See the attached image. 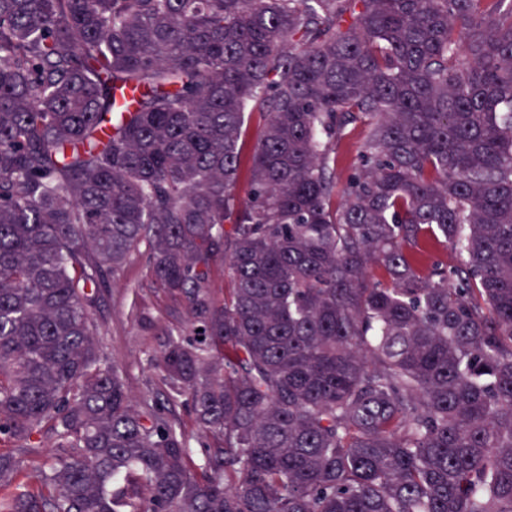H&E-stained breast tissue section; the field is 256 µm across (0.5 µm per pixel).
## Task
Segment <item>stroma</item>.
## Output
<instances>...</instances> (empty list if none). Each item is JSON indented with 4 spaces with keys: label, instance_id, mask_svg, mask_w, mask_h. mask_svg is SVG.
<instances>
[{
    "label": "stroma",
    "instance_id": "1",
    "mask_svg": "<svg viewBox=\"0 0 512 512\" xmlns=\"http://www.w3.org/2000/svg\"><path fill=\"white\" fill-rule=\"evenodd\" d=\"M98 338L109 360L125 367L127 387L135 400L165 392L151 358L164 336L187 335L182 303L153 282L146 248L128 258L97 314Z\"/></svg>",
    "mask_w": 512,
    "mask_h": 512
}]
</instances>
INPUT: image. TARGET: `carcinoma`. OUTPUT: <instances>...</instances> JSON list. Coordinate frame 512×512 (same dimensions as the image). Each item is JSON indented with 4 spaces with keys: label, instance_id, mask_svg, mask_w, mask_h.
<instances>
[{
    "label": "carcinoma",
    "instance_id": "carcinoma-1",
    "mask_svg": "<svg viewBox=\"0 0 512 512\" xmlns=\"http://www.w3.org/2000/svg\"><path fill=\"white\" fill-rule=\"evenodd\" d=\"M0 439V512H512V0H0ZM97 321V338L109 360L125 367L132 397L140 402L166 392L152 355L164 336H185L189 326L183 304L154 284L144 244L117 275ZM170 417L189 437L191 446L197 448L200 434L193 419V414L186 396L177 397L166 404ZM51 449L48 447L44 448H23L22 444L19 442L12 441H0V453L3 454H13L17 457H21L26 467L32 465H38L44 462L51 454Z\"/></svg>",
    "mask_w": 512,
    "mask_h": 512
}]
</instances>
